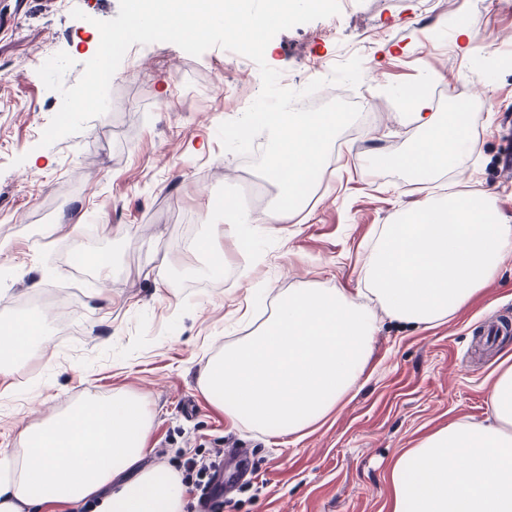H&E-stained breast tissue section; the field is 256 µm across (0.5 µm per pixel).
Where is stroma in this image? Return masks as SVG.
Instances as JSON below:
<instances>
[{"label":"stroma","mask_w":512,"mask_h":512,"mask_svg":"<svg viewBox=\"0 0 512 512\" xmlns=\"http://www.w3.org/2000/svg\"><path fill=\"white\" fill-rule=\"evenodd\" d=\"M82 18H74L73 9ZM119 0H0V318L48 313L40 354L15 376L18 399L0 401V448L20 428L74 404L85 389L142 396L154 414L145 465L178 467L183 457L217 460L247 451L250 480L223 512H389V465L402 449L452 422L482 420L486 392L512 337L477 353L489 320L512 317V252L497 276L448 322L432 329L382 320L370 375L323 426L304 437L232 424L201 394L197 378L213 355L243 339L231 316L263 284L279 291L314 283L355 289L356 268L376 228L429 193L458 190L450 171L418 182L393 164L422 131L397 93L438 77L433 111L473 109L481 150L467 159L481 188L512 220V0H354L338 15L279 32L265 61L303 89L312 64L333 69L348 48L364 47L362 81L350 94L374 111L333 141L325 177L297 223L267 224L259 263L230 258L221 276L194 274L189 239L207 232L206 207L228 198L264 205L280 187L260 166L241 170L217 135L261 90L249 58L231 63L213 47L194 57L158 42L123 59L110 85V109L78 134L40 146L62 105L38 68L57 52L74 61L75 84L96 54V21L116 17ZM383 162L385 174L353 167L352 155ZM86 228V254L108 252L107 291L80 265L71 228ZM52 226V234L42 226ZM130 229L127 239L106 229ZM166 262L165 277L149 259Z\"/></svg>","instance_id":"obj_1"}]
</instances>
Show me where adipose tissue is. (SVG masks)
Here are the masks:
<instances>
[{
	"label": "adipose tissue",
	"mask_w": 512,
	"mask_h": 512,
	"mask_svg": "<svg viewBox=\"0 0 512 512\" xmlns=\"http://www.w3.org/2000/svg\"><path fill=\"white\" fill-rule=\"evenodd\" d=\"M423 132L396 166L420 179L460 169L478 142L460 112L431 111L408 100ZM270 163L281 174L279 203L264 217L285 224L294 192L321 172L323 138L336 115L274 112L268 119ZM323 138H316L315 130ZM257 218L232 201L223 223L189 250L205 271L223 272L227 253L252 242ZM512 250V224L492 193L471 188L423 198L375 232L358 269L359 289L311 283L279 293L265 325L225 346L199 376V389L234 424L304 436L323 425L359 389L381 318L433 328L448 321L496 276ZM45 317L35 311L0 326V394L14 390L17 361L36 356ZM487 421H458L400 451L389 470L391 512H512V364L487 392ZM154 416L130 391L103 397L84 391L67 410L24 427L18 446L0 450V512H41L62 503L77 512H186L179 471L141 467Z\"/></svg>",
	"instance_id": "1"
}]
</instances>
